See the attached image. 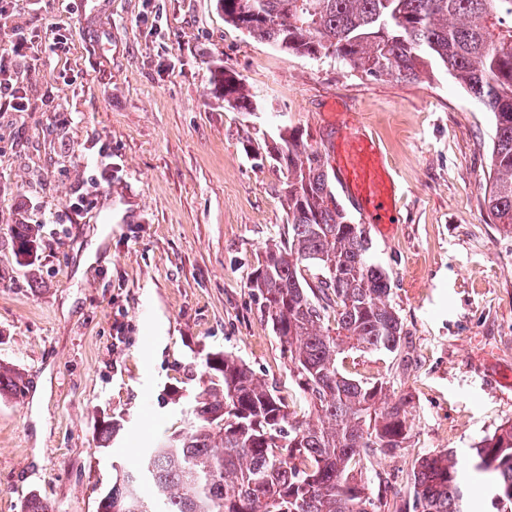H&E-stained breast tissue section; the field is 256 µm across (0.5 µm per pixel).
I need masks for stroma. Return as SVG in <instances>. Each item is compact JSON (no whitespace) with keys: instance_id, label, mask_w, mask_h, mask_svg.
<instances>
[{"instance_id":"1","label":"stroma","mask_w":512,"mask_h":512,"mask_svg":"<svg viewBox=\"0 0 512 512\" xmlns=\"http://www.w3.org/2000/svg\"><path fill=\"white\" fill-rule=\"evenodd\" d=\"M216 3L10 0L0 12V49L25 42L10 71L25 108L0 109V364L27 383L0 399V512L34 495L54 512H96L113 462L183 429L212 352L306 412L249 286L287 222L284 178L254 153L285 126L327 151L334 103L376 130L403 186L393 236H371L402 347L339 359L413 397L410 439L365 458V481L401 500L421 457L465 453L512 421V233L483 201L490 113L446 72L368 78L253 41ZM218 66L257 112L214 97ZM16 224L40 227L34 268L16 260ZM108 420L120 429L105 447Z\"/></svg>"}]
</instances>
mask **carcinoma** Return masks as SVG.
<instances>
[{
    "instance_id": "cac0c4a2",
    "label": "carcinoma",
    "mask_w": 512,
    "mask_h": 512,
    "mask_svg": "<svg viewBox=\"0 0 512 512\" xmlns=\"http://www.w3.org/2000/svg\"><path fill=\"white\" fill-rule=\"evenodd\" d=\"M224 22L257 42L309 58L333 55L368 77L414 82L444 70L495 124L484 201L512 233V0H218ZM224 106L251 113L242 79L215 73ZM265 149L285 174L288 224L250 279L309 409L297 418L275 387L234 356L216 352L191 408L193 425L161 436L134 469L112 465L97 512H372L360 462L410 438L411 395L342 373L348 351L395 354L403 327L388 303L389 275L370 256L364 224L339 201L327 161L297 128ZM15 254L35 265L38 226L16 224ZM0 365V397L24 393ZM490 475L495 512H512V421L469 450ZM405 512H468L462 463L450 450L421 458Z\"/></svg>"
}]
</instances>
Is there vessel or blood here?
I'll return each mask as SVG.
<instances>
[{
  "instance_id": "1",
  "label": "vessel or blood",
  "mask_w": 512,
  "mask_h": 512,
  "mask_svg": "<svg viewBox=\"0 0 512 512\" xmlns=\"http://www.w3.org/2000/svg\"><path fill=\"white\" fill-rule=\"evenodd\" d=\"M334 121L340 134L328 160L340 185L357 205L363 224L381 234L392 233L399 186L386 153L358 114L338 112Z\"/></svg>"
}]
</instances>
